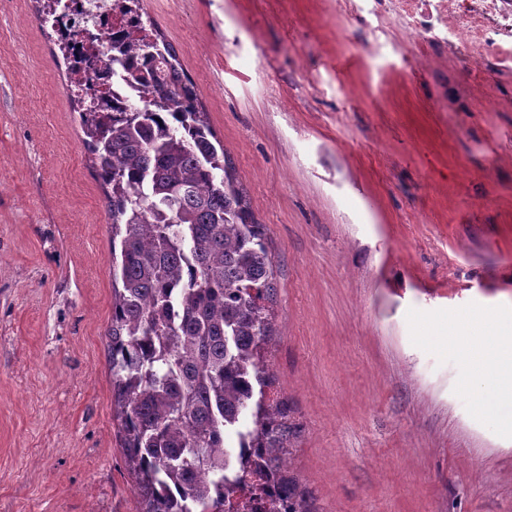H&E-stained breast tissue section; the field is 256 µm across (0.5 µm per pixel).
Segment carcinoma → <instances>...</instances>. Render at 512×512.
I'll return each instance as SVG.
<instances>
[{
  "instance_id": "obj_1",
  "label": "carcinoma",
  "mask_w": 512,
  "mask_h": 512,
  "mask_svg": "<svg viewBox=\"0 0 512 512\" xmlns=\"http://www.w3.org/2000/svg\"><path fill=\"white\" fill-rule=\"evenodd\" d=\"M142 36H112V65L150 97L112 112L75 95L92 169L109 188L106 336L122 448L145 512H311L286 475L293 424L265 403L261 346L276 294L264 226L199 108L174 48L116 0Z\"/></svg>"
}]
</instances>
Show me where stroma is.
<instances>
[{
  "mask_svg": "<svg viewBox=\"0 0 512 512\" xmlns=\"http://www.w3.org/2000/svg\"><path fill=\"white\" fill-rule=\"evenodd\" d=\"M143 5L266 227V395L312 512H512V428L418 332L512 318V0ZM38 8L0 0V512H143L106 192Z\"/></svg>",
  "mask_w": 512,
  "mask_h": 512,
  "instance_id": "1",
  "label": "stroma"
}]
</instances>
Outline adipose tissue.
I'll list each match as a JSON object with an SVG mask.
<instances>
[{"instance_id":"ef3b65f1","label":"adipose tissue","mask_w":512,"mask_h":512,"mask_svg":"<svg viewBox=\"0 0 512 512\" xmlns=\"http://www.w3.org/2000/svg\"><path fill=\"white\" fill-rule=\"evenodd\" d=\"M468 330L459 365L463 377H470L475 370L484 373L482 390L474 398L478 413L494 424L512 422V345H504L502 337L512 332V324L499 325V336L484 341V329L474 320H466Z\"/></svg>"}]
</instances>
